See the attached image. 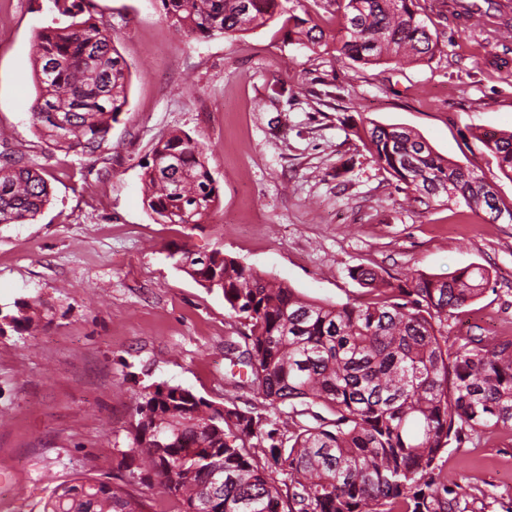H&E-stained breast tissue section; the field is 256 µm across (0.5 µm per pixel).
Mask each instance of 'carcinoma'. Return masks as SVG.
I'll return each instance as SVG.
<instances>
[{
    "label": "carcinoma",
    "instance_id": "carcinoma-1",
    "mask_svg": "<svg viewBox=\"0 0 512 512\" xmlns=\"http://www.w3.org/2000/svg\"><path fill=\"white\" fill-rule=\"evenodd\" d=\"M89 0H51L63 26L40 29L33 44L36 96L32 124L47 151L92 154L108 142L128 103L130 73L112 27L87 10ZM175 28L221 38L265 26L290 0H157ZM342 9L337 52L361 65L421 62L437 47L416 0H325ZM288 36L315 49L326 39L311 20L288 16ZM358 137L374 161L406 189L429 198L461 196L493 220L512 221L494 187L436 154L419 134L372 121ZM474 137L512 181V132ZM145 204L165 224H202L219 200L204 147L186 133L158 140L143 164ZM50 201L46 179L23 153L0 157V224H25ZM218 291L248 333L244 349L224 343L230 366L247 369L235 386L252 387L253 405L215 404L165 381L144 386L130 445L180 512H444L448 485L437 460L472 431L512 429V336L449 342L448 319L480 298L490 273L472 263L448 274L395 282L356 268L369 301L340 305L304 298L215 250L184 266ZM315 405L334 419L299 421ZM288 416L282 417V407ZM288 479L281 495L273 473ZM80 478L54 489L43 512H139L121 485Z\"/></svg>",
    "mask_w": 512,
    "mask_h": 512
}]
</instances>
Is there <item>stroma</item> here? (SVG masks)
Returning <instances> with one entry per match:
<instances>
[{
	"label": "stroma",
	"instance_id": "35a3bbf8",
	"mask_svg": "<svg viewBox=\"0 0 512 512\" xmlns=\"http://www.w3.org/2000/svg\"><path fill=\"white\" fill-rule=\"evenodd\" d=\"M438 46L421 63L363 66L289 42L282 21L204 39L171 27L157 0H91L131 72L128 104L96 155L48 153L31 123L33 43L50 0H0V153L43 169L50 202L0 224V512H42L60 485H123L141 512L180 505L145 480L130 446L140 388L165 381L224 404H258L231 383L224 342L246 328L221 293L169 254L221 250L310 299L357 304L364 266L398 278L479 263L484 294L449 336H512V221L463 199L425 205L355 134L398 125L493 184L512 181L477 130L512 132V39L488 38L419 0ZM172 132L202 143L220 197L202 224H164L144 203L142 165ZM30 319L14 330L11 316ZM456 512H512V431L463 436L440 459Z\"/></svg>",
	"mask_w": 512,
	"mask_h": 512
}]
</instances>
